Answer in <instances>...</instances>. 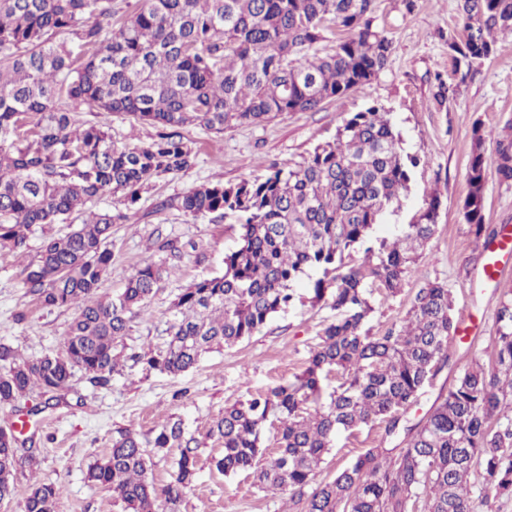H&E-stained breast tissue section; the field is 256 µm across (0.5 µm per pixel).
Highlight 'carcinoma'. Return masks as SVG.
<instances>
[{
  "mask_svg": "<svg viewBox=\"0 0 512 512\" xmlns=\"http://www.w3.org/2000/svg\"><path fill=\"white\" fill-rule=\"evenodd\" d=\"M460 7L463 25L448 32L454 78L438 80L433 93L440 109L494 55L495 33H512V0ZM374 10L375 0H144L123 19L112 0H0V247L20 251L34 226L70 224L104 198L135 204L155 179L195 163L185 126L221 134L363 89L392 47ZM337 34L331 50L320 48ZM83 109L131 116L157 134L143 146L118 145L103 126L76 120ZM507 129L490 154L473 129L463 217L485 249L498 235L484 224L488 174L512 182V121ZM419 164L389 113L372 105L300 165L183 196L185 214L228 219L239 235L220 272L177 295L167 347L131 355L144 370L176 375L255 335L294 302L303 276L314 275L313 302L327 299L334 311L299 374L214 422L224 476L248 472L259 489L286 492L305 512H475V480L486 498L512 497V289L501 292L488 363L472 361L409 426L401 412L448 366L456 333L448 286L425 281L398 326L382 336L366 328L374 294L393 296L417 273L418 251L437 226L433 198L393 240L372 235ZM112 224V213L89 211L23 269L41 306L77 311L58 354L27 359L0 343V403L55 393L77 373L104 386L118 372L130 315L146 310L163 269L147 264L120 293L98 297L112 266ZM375 422L384 426L380 443L312 486L338 437ZM267 428L271 457L262 446ZM148 445L180 448L174 481L161 490L147 476ZM197 451L179 422L146 442L125 431L89 465L87 480L111 491L124 512H159V499L176 504L196 480ZM19 461L13 432L1 428L0 502L20 496L24 512H56L55 484L19 491Z\"/></svg>",
  "mask_w": 512,
  "mask_h": 512,
  "instance_id": "1",
  "label": "carcinoma"
}]
</instances>
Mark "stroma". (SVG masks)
Returning <instances> with one entry per match:
<instances>
[{
  "label": "stroma",
  "instance_id": "35a3bbf8",
  "mask_svg": "<svg viewBox=\"0 0 512 512\" xmlns=\"http://www.w3.org/2000/svg\"><path fill=\"white\" fill-rule=\"evenodd\" d=\"M375 20L392 41L387 67L363 90L326 100L315 112H291L272 122L244 125L221 134L198 127L184 131L197 152L195 164L179 173L156 179L133 206L105 199L101 210L112 211L109 247L112 267L100 292L115 295L134 270L152 263L169 268L146 311L134 314L124 338L127 353L162 350L169 308L182 288L223 267L237 227L224 219H192L179 204L191 188L206 182L236 183L265 177L271 166L303 163L312 148L331 140L336 128L352 113L371 104L383 106L399 132L404 149L421 163L398 207L390 209L374 233L394 237L438 197L435 233L422 251L416 275L408 277L397 295L377 297L368 323L373 334L384 333L405 315L425 281L447 283L453 316H472L475 336L448 347L451 361L433 384L425 386L417 402L403 414L415 423L433 404L439 390L451 386L472 359H485L494 334L497 292L512 288V259L504 262L494 280L483 272L486 262L463 219L467 172L474 127H481L487 150H494L512 119V37L499 38L494 56L467 79L460 95L439 109L433 104L437 76H450L445 32L460 28L458 0H376ZM80 120L99 124L113 141L131 146L151 141L152 125L128 116L83 112ZM484 222L492 228H512V183L489 175L485 189ZM54 224L33 232L25 253L0 250V342L17 347L26 358L59 351L75 314L71 308L42 307L22 284V270L51 234L67 232ZM295 304L269 321L260 333L229 349L207 353L196 368L171 375L146 372L141 364L125 361L121 373L100 387L81 374L70 389L48 401L36 393L0 404V428H16L19 448L33 449L37 471L19 467L16 482L26 488L31 479L60 487L57 512H123L106 488L86 480L87 466L105 454L120 432L133 430L150 436L161 425L182 422L187 435L199 443L198 475L186 489L175 512H286L288 497L254 486L248 473L227 477L212 459L222 445L209 430L225 406L264 391L301 372L316 335L332 315L326 303H313L305 283H297ZM379 427L362 428L356 437L340 439L325 455L314 481L334 479L378 438Z\"/></svg>",
  "mask_w": 512,
  "mask_h": 512
}]
</instances>
